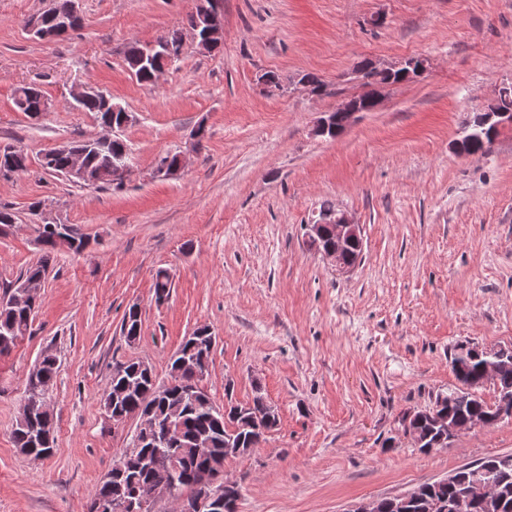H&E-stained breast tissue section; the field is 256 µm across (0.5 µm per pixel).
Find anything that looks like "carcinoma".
Returning a JSON list of instances; mask_svg holds the SVG:
<instances>
[{
  "label": "carcinoma",
  "instance_id": "obj_1",
  "mask_svg": "<svg viewBox=\"0 0 512 512\" xmlns=\"http://www.w3.org/2000/svg\"><path fill=\"white\" fill-rule=\"evenodd\" d=\"M161 41L169 48L171 60L181 55L183 33L176 29L161 37ZM146 46L140 43L129 45L124 51V61L128 70L135 72L137 81L151 83L152 72L139 67ZM25 95L26 112L34 118L42 112L45 95L39 86L30 84L20 87ZM498 136V131L489 125H482L480 115L476 114L471 123L463 128L462 138L465 139L468 153L485 154ZM73 145L86 152L87 165L95 177L97 187L112 185V161L118 157H129V148L124 140L115 137L107 144H83L79 141ZM11 148L0 149V156L7 157L3 164L17 172L28 168V154L21 152L8 155ZM41 168L52 175L66 176L69 165V153L53 148L45 152L39 159ZM42 237V260L26 268L18 276L20 281L42 279L46 275L52 255L62 250L75 253L83 251L88 242L78 232L69 235L67 243L59 241V235L51 225L45 224L39 229ZM170 279L164 275V269L156 271L153 281V292L156 301L160 302L169 296ZM41 297L35 303L19 308L0 306V355L9 353L18 342L31 334V325L35 309ZM121 331L127 342L139 339L141 333V317L139 311L129 308L125 313ZM214 344V336L206 328H198L187 337L171 358V382L162 385L153 374L141 368V363L129 360L118 365L112 374L108 386L102 393L100 402L106 410H112L126 418L146 410L166 419L175 415L177 421V450H172L166 436L162 435L139 445L134 451L123 449L118 462L124 467L121 482L127 494L144 483H173L177 494L194 498L201 491L204 475L224 470V462L229 455L226 448H257L266 440V434L278 424V415L255 388L252 400L246 404L227 401L224 408L216 407L204 390L190 393L189 384H198L197 370L209 364ZM59 371V359L56 352L46 355L34 380L26 381L24 399L36 405L33 420L25 425L17 424L12 430V440L16 448H29L37 455L50 457L56 440L40 439L43 418L51 413L46 408L43 391L53 388ZM499 411V402L487 403L474 392L466 389H455L447 394L436 396L433 404L426 411H417L415 416L403 414L401 427L411 426L419 431L422 440L421 448H436L437 438L441 435V426L437 418L449 416L459 421L467 419L482 421L494 425V416ZM116 497L115 482L100 478L87 506V512H97L96 505L111 503Z\"/></svg>",
  "mask_w": 512,
  "mask_h": 512
}]
</instances>
